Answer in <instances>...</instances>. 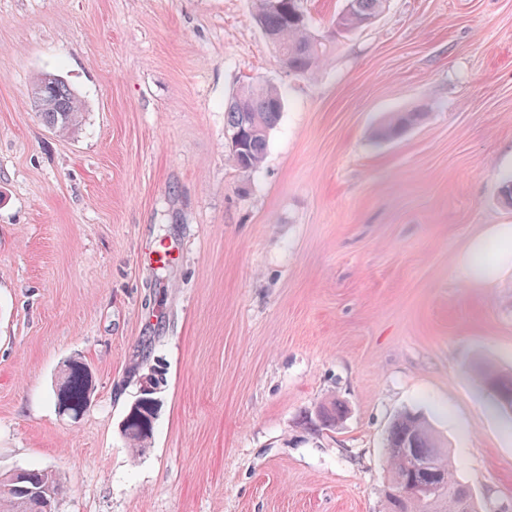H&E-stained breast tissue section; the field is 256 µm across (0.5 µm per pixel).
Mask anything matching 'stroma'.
I'll list each match as a JSON object with an SVG mask.
<instances>
[{"mask_svg": "<svg viewBox=\"0 0 512 512\" xmlns=\"http://www.w3.org/2000/svg\"><path fill=\"white\" fill-rule=\"evenodd\" d=\"M252 11L0 0V474L56 469V512H384L390 426L418 411L484 512H512V421L477 376L512 368V276L459 268L512 222V0H388L311 79ZM46 73L84 103L75 132L31 107ZM254 80L285 107L248 174L224 104ZM397 110L428 118L376 141ZM158 364L136 457L122 425ZM63 382L57 396L58 405L68 412L79 413L87 403L91 385L84 367L73 362L67 366Z\"/></svg>", "mask_w": 512, "mask_h": 512, "instance_id": "stroma-1", "label": "stroma"}]
</instances>
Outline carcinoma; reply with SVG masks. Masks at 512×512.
Masks as SVG:
<instances>
[{"label": "carcinoma", "instance_id": "1", "mask_svg": "<svg viewBox=\"0 0 512 512\" xmlns=\"http://www.w3.org/2000/svg\"><path fill=\"white\" fill-rule=\"evenodd\" d=\"M387 0H345L332 20L333 33L342 35L375 23L384 12ZM257 25L274 36V47L288 59L293 74L313 77L325 64L332 41L311 32L310 17L304 0H283V7L273 9L270 0H254ZM44 86L33 108L44 123L59 134L75 130L81 123L83 105L73 89L63 80L44 75L36 86ZM284 109L282 93L273 85L251 84L232 96L224 106V134L241 136V148L230 149L237 167L245 172L259 169L266 157L269 135ZM423 112H390L378 123L374 135L393 140L407 128L423 120ZM481 383L493 397L495 407L508 414L512 405V371L493 366L479 369ZM162 373L152 370L144 377L141 397L128 411L123 432L131 450L138 454L149 440L158 408L157 390ZM91 385L84 367L73 362L67 366L57 396L58 405L74 414L87 403ZM391 477L384 491L386 512H433L442 503L447 512H479L478 500L462 482L442 448L429 422L412 413L400 415L387 438ZM411 448L419 457L432 460L433 474L412 467L400 450ZM61 492L60 480L47 468H26L24 473L0 476V512H54Z\"/></svg>", "mask_w": 512, "mask_h": 512}]
</instances>
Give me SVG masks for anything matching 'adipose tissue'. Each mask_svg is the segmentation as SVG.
<instances>
[{
	"label": "adipose tissue",
	"instance_id": "obj_1",
	"mask_svg": "<svg viewBox=\"0 0 512 512\" xmlns=\"http://www.w3.org/2000/svg\"><path fill=\"white\" fill-rule=\"evenodd\" d=\"M464 278L475 283L495 282L512 271V224L493 225L476 237L460 259Z\"/></svg>",
	"mask_w": 512,
	"mask_h": 512
}]
</instances>
